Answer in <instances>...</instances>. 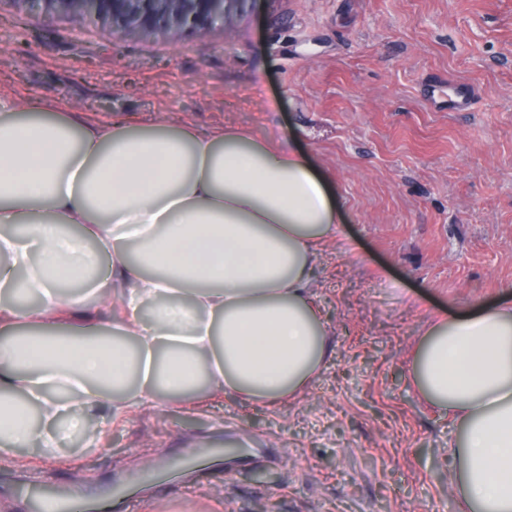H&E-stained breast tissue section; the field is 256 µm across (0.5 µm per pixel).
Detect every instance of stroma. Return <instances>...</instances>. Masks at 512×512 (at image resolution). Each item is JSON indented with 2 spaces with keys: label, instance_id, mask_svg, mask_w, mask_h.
<instances>
[{
  "label": "stroma",
  "instance_id": "1",
  "mask_svg": "<svg viewBox=\"0 0 512 512\" xmlns=\"http://www.w3.org/2000/svg\"><path fill=\"white\" fill-rule=\"evenodd\" d=\"M470 81V111L448 109ZM0 93L77 123L233 125L305 152L345 218L313 298L333 354L296 397L130 408L83 447L0 465L81 512H459L454 423L407 371L438 307L512 297V0H246L232 31L115 39L108 24L0 0ZM256 456L226 458V440ZM451 94H448V109L452 112H467L471 109L475 97L473 84L467 82L448 81Z\"/></svg>",
  "mask_w": 512,
  "mask_h": 512
}]
</instances>
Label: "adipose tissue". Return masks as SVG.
Wrapping results in <instances>:
<instances>
[{
	"mask_svg": "<svg viewBox=\"0 0 512 512\" xmlns=\"http://www.w3.org/2000/svg\"><path fill=\"white\" fill-rule=\"evenodd\" d=\"M342 212L308 156L229 126L80 127L0 94V455L198 392L273 405L316 379L312 299ZM88 285L103 319L68 321ZM451 416L461 512H512V300L432 314L408 366Z\"/></svg>",
	"mask_w": 512,
	"mask_h": 512,
	"instance_id": "obj_1",
	"label": "adipose tissue"
}]
</instances>
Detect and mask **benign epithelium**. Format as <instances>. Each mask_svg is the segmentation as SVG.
I'll use <instances>...</instances> for the list:
<instances>
[{
  "instance_id": "7a95c632",
  "label": "benign epithelium",
  "mask_w": 512,
  "mask_h": 512,
  "mask_svg": "<svg viewBox=\"0 0 512 512\" xmlns=\"http://www.w3.org/2000/svg\"><path fill=\"white\" fill-rule=\"evenodd\" d=\"M29 12L57 11L112 26L121 37L200 33L233 25L247 0H16Z\"/></svg>"
}]
</instances>
